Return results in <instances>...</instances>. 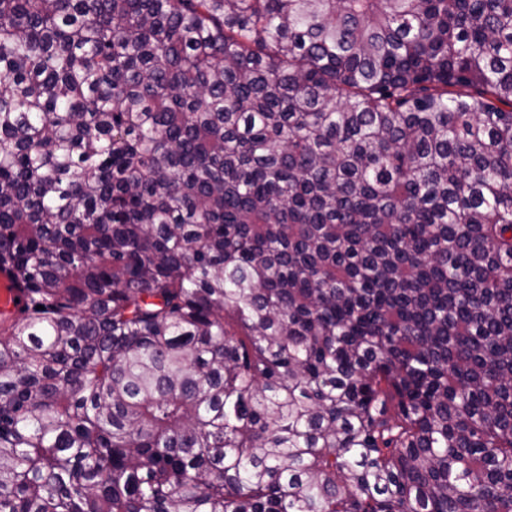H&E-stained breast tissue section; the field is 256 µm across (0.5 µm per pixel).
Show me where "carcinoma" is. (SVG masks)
I'll use <instances>...</instances> for the list:
<instances>
[{
	"label": "carcinoma",
	"instance_id": "obj_1",
	"mask_svg": "<svg viewBox=\"0 0 512 512\" xmlns=\"http://www.w3.org/2000/svg\"><path fill=\"white\" fill-rule=\"evenodd\" d=\"M0 275V512H512V0H0Z\"/></svg>",
	"mask_w": 512,
	"mask_h": 512
}]
</instances>
